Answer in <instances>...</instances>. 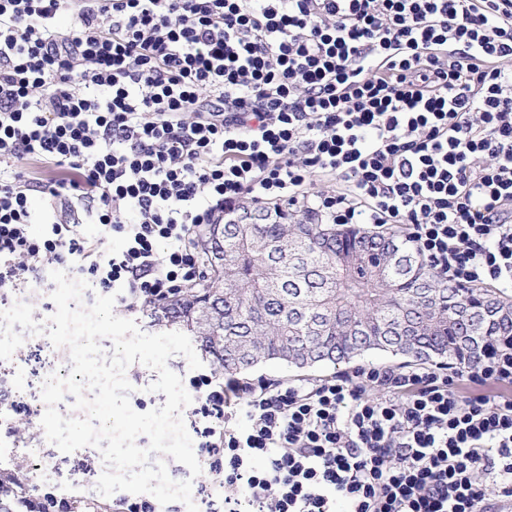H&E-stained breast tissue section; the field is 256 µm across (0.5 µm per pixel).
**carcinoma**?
Wrapping results in <instances>:
<instances>
[{
    "label": "carcinoma",
    "instance_id": "obj_1",
    "mask_svg": "<svg viewBox=\"0 0 512 512\" xmlns=\"http://www.w3.org/2000/svg\"><path fill=\"white\" fill-rule=\"evenodd\" d=\"M262 223L206 224L205 274L150 310L152 325L190 337L214 373L244 376L268 362L298 369L385 352L407 364L469 365L512 342V295L460 288L434 271L406 236L323 224L307 212L254 208ZM72 482L93 477L85 457ZM56 486L20 460L0 465V512H119L85 491L63 504Z\"/></svg>",
    "mask_w": 512,
    "mask_h": 512
}]
</instances>
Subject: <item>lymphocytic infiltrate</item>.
<instances>
[{"instance_id":"1","label":"lymphocytic infiltrate","mask_w":512,"mask_h":512,"mask_svg":"<svg viewBox=\"0 0 512 512\" xmlns=\"http://www.w3.org/2000/svg\"><path fill=\"white\" fill-rule=\"evenodd\" d=\"M247 201L404 227L449 282L512 292V0H0L1 300L59 270L164 303ZM490 382L511 346L315 383L192 370L204 512H512Z\"/></svg>"}]
</instances>
